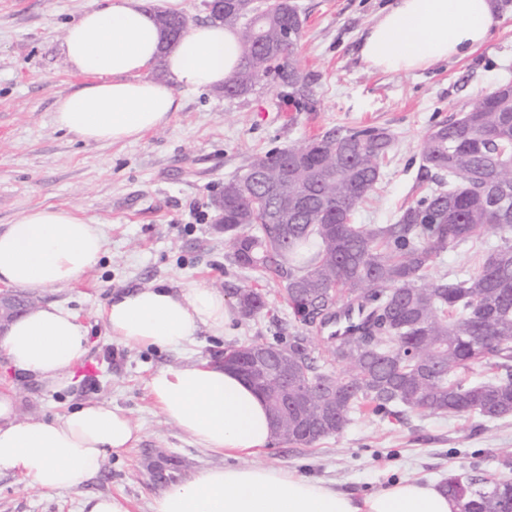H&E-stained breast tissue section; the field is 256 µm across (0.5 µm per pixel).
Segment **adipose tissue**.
<instances>
[{
  "label": "adipose tissue",
  "instance_id": "ef3b65f1",
  "mask_svg": "<svg viewBox=\"0 0 512 512\" xmlns=\"http://www.w3.org/2000/svg\"><path fill=\"white\" fill-rule=\"evenodd\" d=\"M495 0H392L364 32L360 55L371 68L412 72L470 56L497 22ZM144 0H89L68 24L64 52L90 83L58 99L53 122L86 142H136L166 125L181 103L175 87H220L240 60L237 33L220 23L188 28L172 50ZM163 60L167 79L144 78ZM106 249L101 225L78 209L37 206L0 232V283L23 291L79 280ZM236 309L215 288L176 291L161 285L112 295L105 321L128 347L171 349L198 332L223 335ZM10 367L49 386L70 384L88 351V331L59 303L36 306L0 339ZM152 402L200 447L228 463L169 483L150 512H460L433 481L403 478L357 498L296 470L254 463L273 439L265 400L238 373L207 361L154 372ZM140 440L120 409L86 402L54 419L20 417L12 392L0 391V473L43 491L79 486L97 475L108 453Z\"/></svg>",
  "mask_w": 512,
  "mask_h": 512
}]
</instances>
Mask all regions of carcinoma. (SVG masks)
<instances>
[{"label": "carcinoma", "mask_w": 512, "mask_h": 512, "mask_svg": "<svg viewBox=\"0 0 512 512\" xmlns=\"http://www.w3.org/2000/svg\"><path fill=\"white\" fill-rule=\"evenodd\" d=\"M165 49L181 37L185 15L160 12ZM224 26L236 31L240 63L224 94L248 97L273 74L301 99L307 76L295 66L303 20L287 0L261 8L224 7ZM292 31L285 41L281 34ZM394 137L385 128L337 127L288 149L256 154L240 177L224 183L216 216L223 218L229 257L278 283L301 330L288 337L295 376L288 406L266 397L278 413L276 439L311 447L345 431L355 414L393 408L423 415L512 416V95L479 97L458 116L432 126L418 144L425 178L434 183L392 224H355L374 190ZM288 165V184L265 192ZM306 204L288 214V234L270 223L283 197ZM501 234L480 269L463 280L430 277L448 248ZM245 318L266 307L256 288L235 293ZM347 306L362 312L353 336L321 333ZM341 371L333 373V365ZM481 365L484 381L450 379L456 369ZM442 487L461 512H512V480H462Z\"/></svg>", "instance_id": "1"}]
</instances>
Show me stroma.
Masks as SVG:
<instances>
[{
	"label": "stroma",
	"instance_id": "stroma-1",
	"mask_svg": "<svg viewBox=\"0 0 512 512\" xmlns=\"http://www.w3.org/2000/svg\"><path fill=\"white\" fill-rule=\"evenodd\" d=\"M303 19L297 66L311 83L309 98L284 92L275 76L254 94L229 98L223 89H177L181 109L168 124L133 143H86L58 130L55 101L84 84L63 50L66 25L86 0H0V230L25 209L75 207L102 225L106 251L79 281L38 292L39 303L72 309L89 332L75 384L62 389L14 375L0 355V388L16 390L21 417L53 418L87 401L119 408L141 441L108 454L98 477L70 490L46 492L21 477L0 475V512H80L91 495L123 498L129 512H149L159 493L143 468L148 449L166 448L184 475L224 465L167 421L148 394L152 373L201 360L223 362L225 351L256 340L276 341L297 324L277 283L232 263L213 203L226 181L242 176L252 156L285 149L336 127L389 130L393 149L358 224L394 223L422 196L418 143L435 123L459 115L477 97L512 81V0H497L500 24L471 56L415 72L368 68L361 36L390 0H295ZM477 247L449 248L432 277L463 279L477 267ZM163 284L206 286L232 298L257 288L266 310L237 318L223 336L200 332L176 350L130 348L113 339L104 309L112 294ZM259 463L298 470L362 496L391 480L493 479L512 463V417L355 415L342 434L313 447L272 442Z\"/></svg>",
	"mask_w": 512,
	"mask_h": 512
}]
</instances>
